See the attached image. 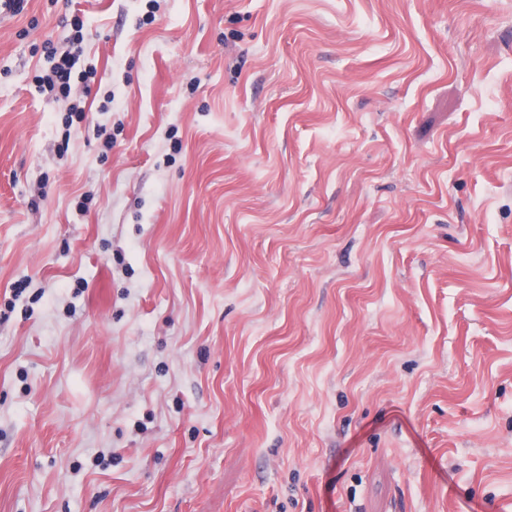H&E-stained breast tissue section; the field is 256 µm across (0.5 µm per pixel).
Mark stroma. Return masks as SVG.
<instances>
[{"mask_svg":"<svg viewBox=\"0 0 512 512\" xmlns=\"http://www.w3.org/2000/svg\"><path fill=\"white\" fill-rule=\"evenodd\" d=\"M0 512H512V0L0 7ZM70 55L71 51L64 52L60 58V63H57L50 73L42 78V86L45 90L48 88L51 93H60L68 97L71 89V69L74 65Z\"/></svg>","mask_w":512,"mask_h":512,"instance_id":"stroma-1","label":"stroma"}]
</instances>
